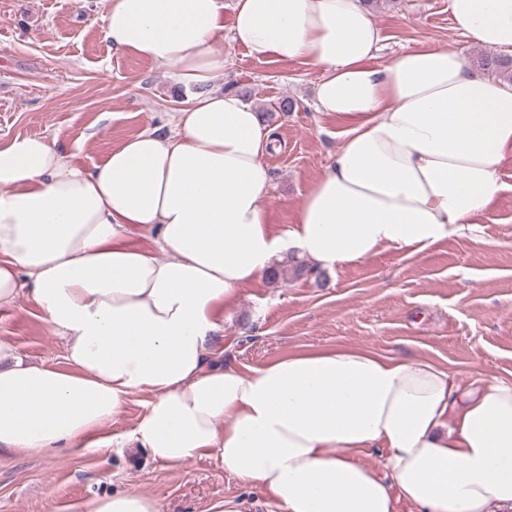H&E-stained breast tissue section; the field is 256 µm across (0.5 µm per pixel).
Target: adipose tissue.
I'll return each mask as SVG.
<instances>
[{
  "label": "adipose tissue",
  "mask_w": 512,
  "mask_h": 512,
  "mask_svg": "<svg viewBox=\"0 0 512 512\" xmlns=\"http://www.w3.org/2000/svg\"><path fill=\"white\" fill-rule=\"evenodd\" d=\"M459 31L512 54V0H448ZM103 38L188 92L169 134L140 132L93 168L43 136L0 144V307L26 300L64 342V366L27 363L0 337V451L96 446L130 396V436L158 461L213 458L284 512H512V380L458 398L419 359L336 347L242 371L224 312L285 251L323 270L380 250L423 253L475 222L512 153V81L454 49L372 66L382 39L364 0H107ZM320 73L317 111L347 124L291 228H273L270 130L221 89L223 39ZM154 239L159 252L131 245ZM386 451L388 476L355 460ZM78 512H160L135 488Z\"/></svg>",
  "instance_id": "1"
}]
</instances>
